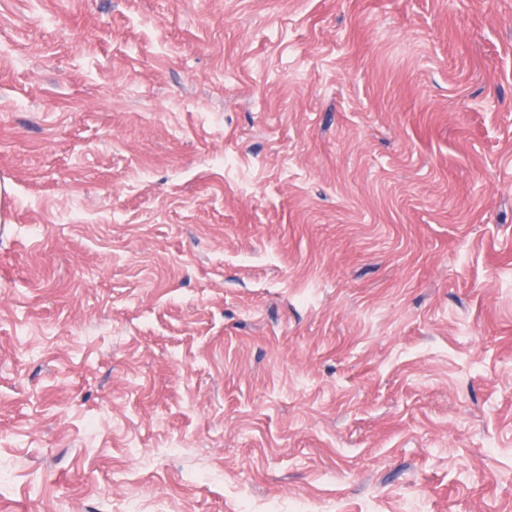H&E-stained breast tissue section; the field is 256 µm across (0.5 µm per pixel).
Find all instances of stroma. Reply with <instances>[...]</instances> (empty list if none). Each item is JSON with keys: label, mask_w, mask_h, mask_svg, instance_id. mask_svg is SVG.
I'll use <instances>...</instances> for the list:
<instances>
[{"label": "stroma", "mask_w": 512, "mask_h": 512, "mask_svg": "<svg viewBox=\"0 0 512 512\" xmlns=\"http://www.w3.org/2000/svg\"><path fill=\"white\" fill-rule=\"evenodd\" d=\"M0 512H512V0H0Z\"/></svg>", "instance_id": "stroma-1"}]
</instances>
